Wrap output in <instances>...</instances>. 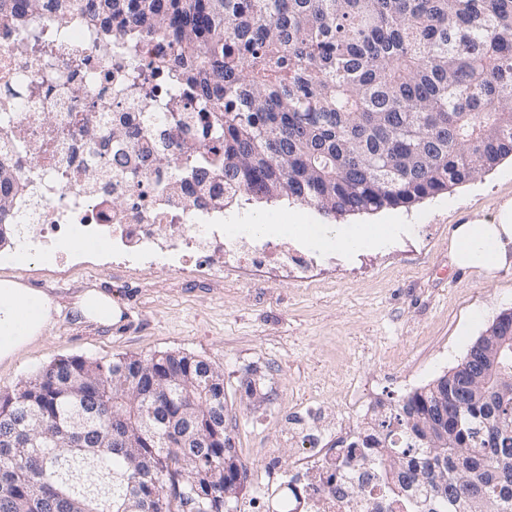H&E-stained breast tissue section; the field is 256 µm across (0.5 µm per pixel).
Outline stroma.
Segmentation results:
<instances>
[{"instance_id": "obj_1", "label": "stroma", "mask_w": 512, "mask_h": 512, "mask_svg": "<svg viewBox=\"0 0 512 512\" xmlns=\"http://www.w3.org/2000/svg\"><path fill=\"white\" fill-rule=\"evenodd\" d=\"M511 198L508 157L481 179L412 206L331 219L339 227L390 217L399 230L381 247L325 257L273 233L279 249L310 260V270L295 275L276 262L233 265L220 252L204 255L211 274L199 278L165 262L108 264L87 253L0 266V278L17 277L60 306L42 337L0 365V394L63 358L184 352L223 370L224 422L238 456L254 470H294L305 434H328L341 414L354 424L372 421L373 409L456 367L496 316L512 309V268L480 273L448 258L457 224L493 219ZM297 209L285 200L239 201L224 209V238L236 252L252 253L262 236L233 233V224L258 211L284 224ZM87 289L111 296L119 310L112 324L75 312Z\"/></svg>"}]
</instances>
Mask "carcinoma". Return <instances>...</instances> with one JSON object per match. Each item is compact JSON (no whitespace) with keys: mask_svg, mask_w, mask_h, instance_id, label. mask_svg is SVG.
<instances>
[{"mask_svg":"<svg viewBox=\"0 0 512 512\" xmlns=\"http://www.w3.org/2000/svg\"><path fill=\"white\" fill-rule=\"evenodd\" d=\"M102 37L155 38L152 65L206 101L224 156V205L299 202L335 218L409 206L512 155V0H91ZM70 0H0V15H64ZM68 357L0 395V512H232L227 480L250 466L224 438L182 448L141 438L115 372L140 364ZM192 380L197 404L160 390L204 434L224 432V373L186 353L148 359ZM426 385L370 426L382 473L414 512H512V393L490 387L448 413V452L417 418ZM126 435L123 448L112 434Z\"/></svg>","mask_w":512,"mask_h":512,"instance_id":"1","label":"carcinoma"}]
</instances>
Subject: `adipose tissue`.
I'll return each instance as SVG.
<instances>
[{"label": "adipose tissue", "instance_id": "adipose-tissue-1", "mask_svg": "<svg viewBox=\"0 0 512 512\" xmlns=\"http://www.w3.org/2000/svg\"><path fill=\"white\" fill-rule=\"evenodd\" d=\"M392 226L330 227L316 224L289 225L290 235L307 240L320 251L343 249L351 253L367 246H382ZM455 266L479 272L512 267V199L502 204L494 222L476 221L457 225L448 246ZM59 305L47 293L27 288L14 278L0 279V363L11 360L25 345L43 336L58 313Z\"/></svg>", "mask_w": 512, "mask_h": 512}]
</instances>
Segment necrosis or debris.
<instances>
[{
	"label": "necrosis or debris",
	"mask_w": 512,
	"mask_h": 512,
	"mask_svg": "<svg viewBox=\"0 0 512 512\" xmlns=\"http://www.w3.org/2000/svg\"><path fill=\"white\" fill-rule=\"evenodd\" d=\"M52 44L47 54L32 52V32ZM127 46L113 33L103 43L85 0H74L65 18H0V162L12 166L27 192L18 197L15 223L21 255L53 257L70 244L116 249L121 260L152 257L176 262L181 273L200 272L202 252L224 247V170L209 166L203 154L187 156L183 144L197 141L210 116L204 103L164 74L156 81L163 100L145 106L136 95L116 98L123 81L112 51ZM25 94H16V87ZM53 123H46V116ZM125 124L137 149L117 147L109 133ZM185 160L200 179L165 192L168 171L157 168V153ZM366 429L337 420L335 430L311 444L301 467L266 486L290 489L288 512H410L414 497L398 490L375 467L349 459L351 444ZM367 473V495L352 498L343 487Z\"/></svg>",
	"instance_id": "obj_1"
}]
</instances>
